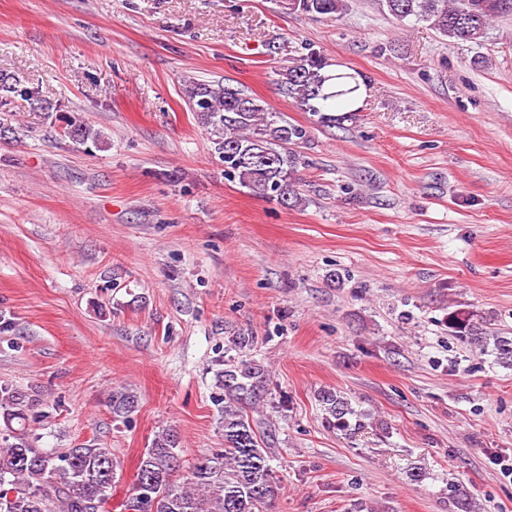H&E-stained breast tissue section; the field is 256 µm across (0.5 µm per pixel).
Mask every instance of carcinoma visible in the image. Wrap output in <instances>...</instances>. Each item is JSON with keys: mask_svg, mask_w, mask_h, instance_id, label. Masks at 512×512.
I'll return each instance as SVG.
<instances>
[{"mask_svg": "<svg viewBox=\"0 0 512 512\" xmlns=\"http://www.w3.org/2000/svg\"><path fill=\"white\" fill-rule=\"evenodd\" d=\"M498 0H381L399 21L427 22L453 43H476L490 22L505 14ZM283 7L304 14L340 13L346 0H282ZM316 50L308 49L277 72L278 83L307 112L326 126L336 124L335 111L351 106L361 89L356 75L328 70ZM191 110L211 131V150L224 163V177L236 180L263 200L286 208L305 204L299 168L306 166L299 148L310 131L277 115L255 95L220 81H193L187 89ZM21 97L50 110L39 85L0 72V108ZM65 134L77 145H107L102 131L75 115L63 116ZM452 335L483 349L493 341L498 364L512 367V337L490 338L464 312L448 314ZM216 397L223 413L224 450L198 460L182 474L180 442L169 430L157 434L139 460L133 492L123 512H266L275 495L269 464L268 437L255 431L247 410L264 404L268 388L264 368L251 359L224 362L215 374ZM38 399L0 386V512H110L119 461L109 448L88 446L45 450L34 445L29 411ZM321 403L342 431L359 417L347 399L326 391Z\"/></svg>", "mask_w": 512, "mask_h": 512, "instance_id": "cac0c4a2", "label": "carcinoma"}]
</instances>
